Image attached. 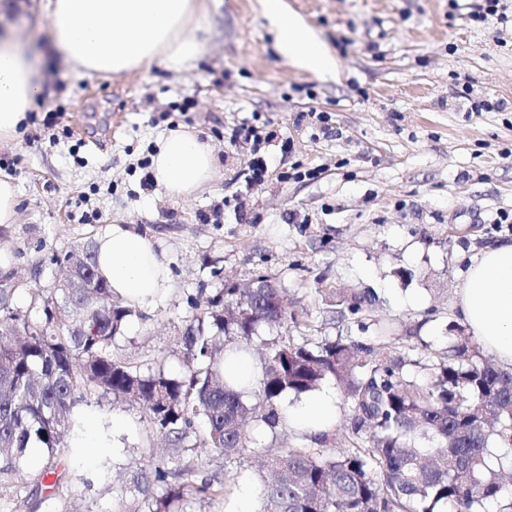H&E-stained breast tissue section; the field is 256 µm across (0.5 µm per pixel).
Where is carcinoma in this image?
<instances>
[{
    "instance_id": "1",
    "label": "carcinoma",
    "mask_w": 512,
    "mask_h": 512,
    "mask_svg": "<svg viewBox=\"0 0 512 512\" xmlns=\"http://www.w3.org/2000/svg\"><path fill=\"white\" fill-rule=\"evenodd\" d=\"M52 263L75 269L83 287L37 281L25 311L14 307L16 289L0 288V479L31 448L53 455L76 409L96 395L137 403L168 445V457L123 468L117 490L136 493L132 512H186L198 496L227 492L249 452V421L282 438L267 449L258 512H486L491 501L512 512V370L481 357L471 336L432 352L431 378L420 381L381 336L265 338L284 326L303 334L309 324L285 306L284 289L228 279L181 336V374L146 375L114 354L135 309L112 298L94 253L75 248ZM371 302L345 295L336 313L365 331ZM229 357L255 359V381H228ZM325 382L348 407L350 431L328 428L314 437L317 448L289 447L282 397ZM200 424L203 445L224 456L222 480L198 481L200 464L183 456Z\"/></svg>"
}]
</instances>
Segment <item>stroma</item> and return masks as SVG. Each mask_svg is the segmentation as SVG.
I'll return each mask as SVG.
<instances>
[{
  "instance_id": "35a3bbf8",
  "label": "stroma",
  "mask_w": 512,
  "mask_h": 512,
  "mask_svg": "<svg viewBox=\"0 0 512 512\" xmlns=\"http://www.w3.org/2000/svg\"><path fill=\"white\" fill-rule=\"evenodd\" d=\"M337 61L313 77L279 53L261 0H209L204 50L187 69L155 64L87 78L46 56L36 120L0 147V171L19 189L9 268L22 287L49 281L53 256L109 225L146 234L168 256L171 290L138 309L115 353L141 371L176 375L186 320L225 280L274 278L315 336L369 339L390 325L405 359L427 361L463 322L454 308L469 257L512 239V28L471 15L481 0H284ZM0 30L47 48L38 0H9ZM484 100L483 112L470 109ZM326 122H319V115ZM203 132L218 158L210 183L173 200L151 181L146 157L168 130ZM262 162L261 179L251 177ZM314 168L315 179L303 178ZM412 270L409 279L401 270ZM368 292L362 322L332 320L340 294ZM368 330H361V323ZM85 411L122 425L94 459L72 444L13 475L9 512H131L104 473L164 445L137 405L90 400ZM251 452L230 494L188 512H230L250 492L273 444L250 428Z\"/></svg>"
}]
</instances>
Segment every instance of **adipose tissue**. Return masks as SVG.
I'll list each match as a JSON object with an SVG mask.
<instances>
[{"mask_svg": "<svg viewBox=\"0 0 512 512\" xmlns=\"http://www.w3.org/2000/svg\"><path fill=\"white\" fill-rule=\"evenodd\" d=\"M206 0H46L55 52L85 77L112 76L155 63L181 71L202 52L200 21ZM280 52L320 77L336 67L325 45L282 0H265ZM42 56L12 35L0 36V144L12 141L42 93ZM217 158L197 132L180 128L163 135L151 157L155 185L169 198L186 199L208 183ZM98 273L121 302L142 308L167 296L171 270L165 253L123 224L95 239ZM472 336L512 367V241H499L472 256L456 296ZM288 420L320 432L332 426L336 401L329 391L306 396L287 410Z\"/></svg>", "mask_w": 512, "mask_h": 512, "instance_id": "1", "label": "adipose tissue"}]
</instances>
